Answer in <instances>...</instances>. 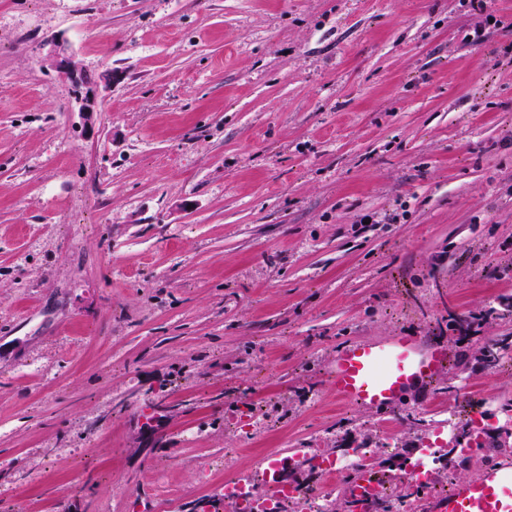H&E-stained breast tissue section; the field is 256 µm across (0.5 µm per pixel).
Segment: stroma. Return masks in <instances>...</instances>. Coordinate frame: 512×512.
<instances>
[{"instance_id": "obj_1", "label": "stroma", "mask_w": 512, "mask_h": 512, "mask_svg": "<svg viewBox=\"0 0 512 512\" xmlns=\"http://www.w3.org/2000/svg\"><path fill=\"white\" fill-rule=\"evenodd\" d=\"M94 77L77 111L52 41ZM512 0H0V512H192L512 402ZM446 337L375 417L341 343ZM250 423L242 432V423ZM511 345L509 337L488 339L479 348L475 359L484 369L492 370L499 363L502 351L507 350Z\"/></svg>"}]
</instances>
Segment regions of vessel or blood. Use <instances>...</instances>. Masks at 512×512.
I'll use <instances>...</instances> for the list:
<instances>
[{
  "label": "vessel or blood",
  "instance_id": "vessel-or-blood-1",
  "mask_svg": "<svg viewBox=\"0 0 512 512\" xmlns=\"http://www.w3.org/2000/svg\"><path fill=\"white\" fill-rule=\"evenodd\" d=\"M452 351L438 336L399 332L379 341H348L337 347L326 377L338 402L384 415L411 388L423 389L446 372ZM373 475L357 471L346 484L349 502L382 494ZM425 512H512V458L483 467L474 478L455 480L447 495H426Z\"/></svg>",
  "mask_w": 512,
  "mask_h": 512
}]
</instances>
